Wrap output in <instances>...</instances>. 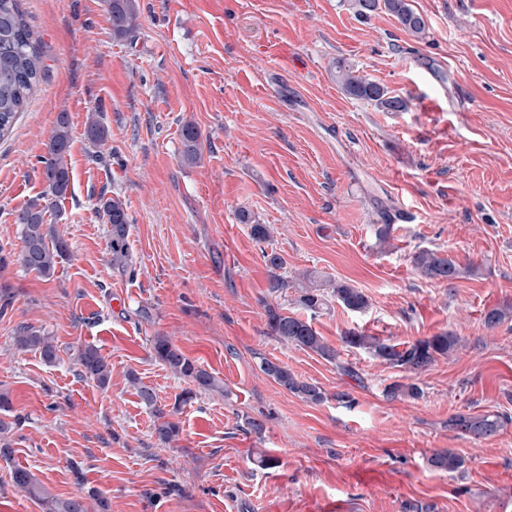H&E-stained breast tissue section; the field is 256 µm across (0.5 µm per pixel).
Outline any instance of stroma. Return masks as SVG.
Masks as SVG:
<instances>
[{
    "label": "stroma",
    "mask_w": 512,
    "mask_h": 512,
    "mask_svg": "<svg viewBox=\"0 0 512 512\" xmlns=\"http://www.w3.org/2000/svg\"><path fill=\"white\" fill-rule=\"evenodd\" d=\"M425 39L391 15L356 18L345 0H138L140 27L112 36L104 0H21L46 74L0 137V392L20 423L0 459V512H44L16 489L27 468L61 499L97 493L108 512H512V426L480 441L448 429L456 413L512 414V0H410ZM289 45L282 63L271 42ZM407 100L383 112L337 85L332 64ZM68 113L70 186L48 214L68 260L44 278L20 262L14 222L44 191L46 143ZM109 130L102 157L90 113ZM202 137L183 159L181 129ZM130 217L132 262L115 269L100 195ZM410 214L380 248L384 212ZM267 224L260 243L251 225ZM422 249L475 267L422 277ZM288 274L311 270L361 288L369 308L332 304L312 322L360 380L267 333L265 252ZM48 332L58 359L13 344L19 325ZM355 329L394 343L448 331L459 348L411 374L344 347ZM168 337L224 383L184 406L188 383L151 356ZM112 367L106 388L81 376L79 348ZM320 386L312 404L264 375L261 359ZM177 408L181 432L159 445L128 382ZM417 399L387 400L389 383ZM349 401L339 400V393ZM263 422L262 433L245 421ZM450 449L465 463L429 467ZM278 465L260 468L257 452ZM183 157L188 162L196 161L200 156L201 132L193 122H186L182 126Z\"/></svg>",
    "instance_id": "stroma-1"
}]
</instances>
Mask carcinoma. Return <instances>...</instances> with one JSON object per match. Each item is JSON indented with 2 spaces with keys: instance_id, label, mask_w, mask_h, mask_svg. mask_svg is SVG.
<instances>
[{
  "instance_id": "cac0c4a2",
  "label": "carcinoma",
  "mask_w": 512,
  "mask_h": 512,
  "mask_svg": "<svg viewBox=\"0 0 512 512\" xmlns=\"http://www.w3.org/2000/svg\"><path fill=\"white\" fill-rule=\"evenodd\" d=\"M106 6L114 37L125 38L137 29L139 11L136 0H106ZM347 6L360 19H367L376 11L383 10L418 40L427 34L425 19L411 7L409 0H348ZM333 70L336 83L346 95L372 102L385 112L406 110L408 103L405 99L392 96L386 87L354 74L353 68L345 60H336ZM43 74V56L33 41L20 10L19 0H0V138L11 130L18 113L26 107ZM85 134L92 148H102L108 139L107 128L93 115L88 118ZM70 141L69 115L61 112L48 139L47 157L43 159L46 189L40 200L18 211L14 220L21 230V263L27 270L46 278L53 276L56 264L69 258L68 244L58 233L56 225L46 223L45 216L54 210L58 201L67 193L70 175L64 156L69 150ZM182 141L184 159L189 162L197 160L201 150V132L194 123L188 121L182 126ZM97 210L110 225L108 250L112 268L124 269L131 260L129 216L120 201L103 196L98 199ZM264 259L269 268L268 294H280L290 287V280L281 273L286 261L277 252L264 254ZM412 263L421 276L431 280L452 281L465 272L477 273L473 267L461 269L447 256L430 249L414 254ZM295 288V304L310 314V318L305 319L286 311L281 305L266 301L264 312L268 334L286 344L317 354L335 365L341 374L359 383L363 382L355 368L341 360L340 352L319 336L312 327V319L326 310L333 300L350 311L363 312L370 306L367 295L345 280L320 278L310 271L296 276ZM507 321H512L511 303L494 307L484 314V323L489 328L498 327ZM13 340L17 349L38 352L48 363L58 358L55 340L44 331L21 325ZM342 342L350 348L368 352L382 364L418 374L431 367L438 358L451 354L459 345V337L450 332H442L401 345L350 329L344 332ZM151 354L155 361L166 366L174 375L191 383V387L176 399L178 405L187 404L201 392L224 391V382L188 358L167 337H153ZM75 358L84 377L101 387L109 384L112 370L96 348L85 346L77 351ZM259 368L279 386L307 402L319 404L327 399L321 387L299 380L288 368L265 357L261 359ZM128 378L136 385L140 402L154 416L153 433L157 440L162 444L176 440L180 433L179 422L174 419L176 410L167 412L158 405L154 390L140 384L135 374H129ZM421 395L422 391L415 383L393 382L383 390V396L390 401L416 399ZM511 424L512 416L503 412L457 413L448 419V430L473 439H485L506 430ZM428 465L438 471H455L463 466V459L449 449L442 450L428 458ZM12 481L17 488L37 500L44 512H88L86 503L80 499L62 500L51 496L35 476L24 468L12 471Z\"/></svg>"
}]
</instances>
